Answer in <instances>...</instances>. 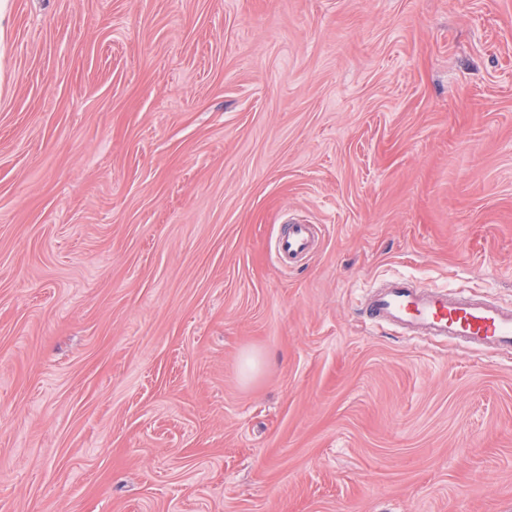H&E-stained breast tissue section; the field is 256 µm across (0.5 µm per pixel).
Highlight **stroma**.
Here are the masks:
<instances>
[{
	"mask_svg": "<svg viewBox=\"0 0 512 512\" xmlns=\"http://www.w3.org/2000/svg\"><path fill=\"white\" fill-rule=\"evenodd\" d=\"M394 275L512 305V0H0V512H512ZM315 237L314 224H288V230L277 240L274 251L279 262L288 261V265L299 257L307 255Z\"/></svg>",
	"mask_w": 512,
	"mask_h": 512,
	"instance_id": "obj_1",
	"label": "stroma"
}]
</instances>
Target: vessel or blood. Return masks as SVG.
I'll return each instance as SVG.
<instances>
[{"mask_svg":"<svg viewBox=\"0 0 512 512\" xmlns=\"http://www.w3.org/2000/svg\"><path fill=\"white\" fill-rule=\"evenodd\" d=\"M314 237L313 225H289L274 247L278 261L291 262L307 255ZM364 313L370 323L396 326L412 336L512 352V308L467 294L423 290L409 279L391 278L368 294Z\"/></svg>","mask_w":512,"mask_h":512,"instance_id":"obj_1","label":"vessel or blood"}]
</instances>
